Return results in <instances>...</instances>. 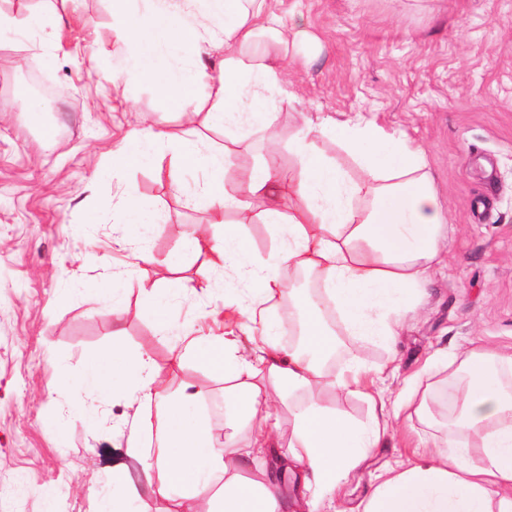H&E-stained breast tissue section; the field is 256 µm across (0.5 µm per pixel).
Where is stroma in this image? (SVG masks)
<instances>
[{
    "label": "stroma",
    "mask_w": 512,
    "mask_h": 512,
    "mask_svg": "<svg viewBox=\"0 0 512 512\" xmlns=\"http://www.w3.org/2000/svg\"><path fill=\"white\" fill-rule=\"evenodd\" d=\"M278 10L307 37L279 47L278 126L247 134L237 168L271 155L288 173L303 118L326 124L359 112L424 148L448 218V253L422 309L393 346L343 337L332 371L349 363L382 371L390 403L435 353L458 365L480 345L512 350V0H279ZM0 12L51 20L0 43V512H97L114 494L113 469L145 480L149 457L127 448L143 430L142 411L130 393L90 397L66 377L117 342L150 355L166 389L189 385L223 403V376L195 361L172 369L170 351L190 323L206 335L239 333L252 347L239 313L247 291L182 250L194 225L211 221L196 202L202 171L175 180L153 170L122 182L94 177L131 128L183 129L176 113L159 110L153 87L113 79L111 0H0ZM28 72L53 94L21 112L15 91ZM130 191L159 223L142 241L150 262L119 279L127 257L115 240L128 228L115 223L112 206ZM90 207L98 210L93 225L82 221ZM181 278L210 286L186 294L174 286ZM146 285L169 302L167 334L153 324ZM109 288L123 292L118 337ZM422 376L432 418L396 423L320 512H357L387 468L465 441L462 428L448 425L447 371Z\"/></svg>",
    "instance_id": "obj_1"
}]
</instances>
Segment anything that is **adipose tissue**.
Segmentation results:
<instances>
[{"instance_id": "ef3b65f1", "label": "adipose tissue", "mask_w": 512, "mask_h": 512, "mask_svg": "<svg viewBox=\"0 0 512 512\" xmlns=\"http://www.w3.org/2000/svg\"><path fill=\"white\" fill-rule=\"evenodd\" d=\"M142 2L137 12L132 0H112L113 28L123 75L155 86L161 111L190 120L205 98L213 119L224 126L262 132L276 124L278 114L265 94L285 73L275 48L297 35L276 13V0ZM217 42L225 53L213 60L209 48ZM187 57L194 58L193 66H184ZM333 133L359 163L360 179L347 177L317 148L308 125L290 143L296 164L289 174L267 158L238 173L232 190L226 186L231 148L202 150L188 133L135 127L113 151L109 169L117 180L153 167L162 151L171 168L205 172L198 200L213 223L223 225L224 238L215 242L201 229L182 249L209 269L255 284L243 313L264 336L246 354L233 338L186 335L170 358L177 368L194 360L223 372L224 402L251 435L246 449L237 447L234 434L218 437L205 414L189 416L202 394L186 387L168 392L148 355L130 356L115 346L86 358L74 388L94 393L128 388L155 414L150 446L137 437L127 443L133 456L145 453L152 460L145 483L113 473L117 501L145 492L166 499L178 487L176 512H212L217 501L223 512H282L284 491L266 469L265 455L279 445L272 407L283 397L296 402L288 443L293 486L321 499L371 449L383 447L391 415L411 408L419 418L429 417L427 401L407 396L386 406L366 390L360 367L333 373L324 362L336 342L324 324L327 315L337 317L345 335L396 342L408 314L427 294L447 222L424 152L406 136L385 132L359 113L335 125ZM146 214L138 195L123 198L119 218L133 230L119 245L144 262L149 255L137 243ZM258 219L281 239L264 256L252 253L244 235L245 225ZM285 268L312 275L321 293L310 297L285 287ZM284 318L296 338L288 349L275 339ZM502 365L512 368V354L481 348L471 349L462 362L461 426L476 436L477 452L464 446L439 449L419 463L388 469L376 477L359 512H512V395L501 384ZM342 395L370 401L375 414L369 425H356L337 412L332 400Z\"/></svg>"}]
</instances>
